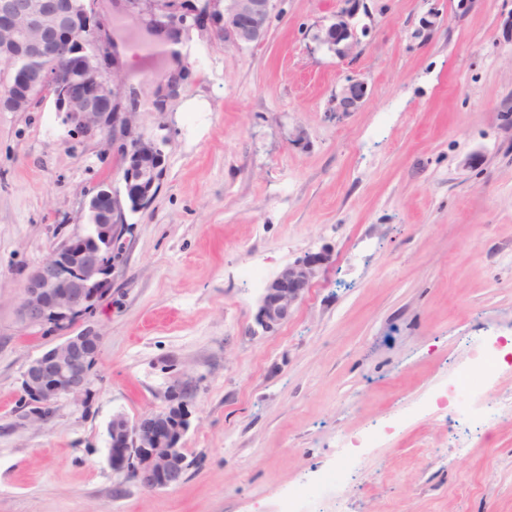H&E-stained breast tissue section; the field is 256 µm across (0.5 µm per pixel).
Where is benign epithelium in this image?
Returning <instances> with one entry per match:
<instances>
[{
    "instance_id": "benign-epithelium-1",
    "label": "benign epithelium",
    "mask_w": 512,
    "mask_h": 512,
    "mask_svg": "<svg viewBox=\"0 0 512 512\" xmlns=\"http://www.w3.org/2000/svg\"><path fill=\"white\" fill-rule=\"evenodd\" d=\"M272 0H120L123 16L143 35L155 29L188 31L208 23L214 39L245 46L262 39L269 26ZM354 10L336 15L322 42L339 55L359 44L351 23ZM99 0H86L76 10L69 0H0V65L10 75L0 84V110L30 109L33 92L50 91L55 112L73 134H97L112 140L124 157L125 194L103 182L84 202L75 231L27 278L19 311L28 328L50 327L65 336L64 342L28 364L22 389L42 404L36 416L46 414L64 396L78 397L94 381L101 336L86 328L68 335L75 322L90 313L112 284V273L127 251L126 211L143 207L153 194L160 174L162 151L135 134L132 117L122 100L129 85L124 77L115 35L107 30ZM95 48L98 64L86 59L85 45ZM65 48L63 67L48 71L38 62ZM367 93L365 81L347 80L338 95L336 110L349 112ZM324 257L307 256L284 268L260 298L257 324L264 330L288 319L319 273ZM190 429L189 418L171 427L160 411L135 422L123 415L110 421L108 459L112 469L134 479L146 490L179 483L187 456L179 446Z\"/></svg>"
}]
</instances>
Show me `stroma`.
Here are the masks:
<instances>
[{
	"label": "stroma",
	"mask_w": 512,
	"mask_h": 512,
	"mask_svg": "<svg viewBox=\"0 0 512 512\" xmlns=\"http://www.w3.org/2000/svg\"><path fill=\"white\" fill-rule=\"evenodd\" d=\"M347 5L273 0L242 47L190 30L163 101L161 58L137 55L135 127L162 175L85 321L94 384L44 420L21 380L60 338L25 327L18 299L88 194L124 191L123 160L74 141L52 100L0 112V512H274L375 424L384 442L355 449L327 512H512V365L480 433L450 432L447 407L480 339L512 338V0H360L371 33L340 57L319 35ZM351 78L366 97L335 114ZM323 250L288 320L258 329L267 281ZM183 375L190 466L147 491L113 473L107 426L166 409Z\"/></svg>",
	"instance_id": "35a3bbf8"
}]
</instances>
